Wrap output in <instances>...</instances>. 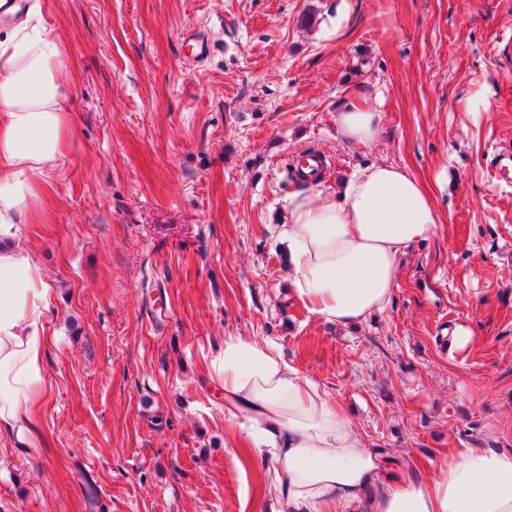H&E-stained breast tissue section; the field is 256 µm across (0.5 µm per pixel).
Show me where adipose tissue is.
<instances>
[{
    "mask_svg": "<svg viewBox=\"0 0 512 512\" xmlns=\"http://www.w3.org/2000/svg\"><path fill=\"white\" fill-rule=\"evenodd\" d=\"M28 14L0 42V434L21 448L34 447L50 394L43 327L55 290L17 227L47 201L49 172L67 148L74 85L39 5ZM336 130L344 143L365 146L379 136L381 115L351 102L337 112ZM437 222L430 194L400 165L371 163L300 188L276 227L288 291L319 322L356 327L387 308L401 258ZM209 371L228 407L246 416V459L270 462L279 492L264 512H512V451L452 448L444 477L389 478V458L367 447L349 409L274 342L225 335Z\"/></svg>",
    "mask_w": 512,
    "mask_h": 512,
    "instance_id": "1",
    "label": "adipose tissue"
}]
</instances>
